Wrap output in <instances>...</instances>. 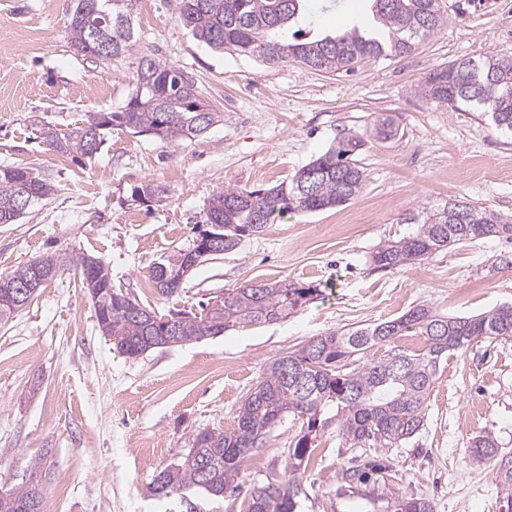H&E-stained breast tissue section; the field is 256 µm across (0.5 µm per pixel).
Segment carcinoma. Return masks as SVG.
Listing matches in <instances>:
<instances>
[{
	"label": "carcinoma",
	"mask_w": 512,
	"mask_h": 512,
	"mask_svg": "<svg viewBox=\"0 0 512 512\" xmlns=\"http://www.w3.org/2000/svg\"><path fill=\"white\" fill-rule=\"evenodd\" d=\"M134 0H73L68 28L73 48L107 60L98 47L112 40V56L135 42L131 23ZM374 24L335 35L302 37L296 28L305 0H177L178 15L192 35L208 47L265 60H292L326 72L351 71L356 64L381 55L401 56L438 32L446 21L439 0H370ZM133 89L115 112H94L85 123L61 130L48 125L40 137L51 150L72 159L98 152L106 131L119 125L134 134L182 142L200 135L198 95L180 69L152 57L141 58ZM421 97L465 107L488 116L495 126L512 133V59L478 57L456 60L430 71L418 89ZM364 142L343 136L336 148L298 170L287 183L269 189L226 188L210 200L207 228L199 234L222 238V252L234 250L284 214L317 212L357 198L365 174L356 156ZM316 176L312 189L302 187L305 172ZM55 194L47 178L9 166L0 167V224L18 221L35 203ZM414 228L384 245L372 260L396 269L428 259L458 244L492 238L512 240V224L492 209L450 199L410 218ZM196 262L193 250L180 251L162 263L167 273L151 271L159 293L171 296L184 278L181 270ZM63 268L78 275L94 302L97 325L119 353L137 357L152 349L217 336L238 322L272 323L296 313L318 294L317 288L294 283H254L224 294L220 306L201 313L184 311L169 322L112 288L108 268L90 256L47 255L0 275V321L23 309L18 291L31 294L45 286L36 279V265ZM425 337L423 353L394 352L352 368L349 359L365 357L409 330ZM478 338L512 339V304L506 303L470 317H448L419 304L394 319L355 329H340L312 337L300 350L274 359L238 407L236 425L227 433L203 430L196 434L182 459L160 470L150 486L158 498L179 496L185 512H196L190 491L215 498H237L243 463L288 413L307 416V433L289 453L292 478L253 490L247 512H297L300 476L307 468L317 429L324 416L335 413L343 437L354 445H396L416 434L424 420V404L448 356ZM497 438L487 433L473 442L479 459L499 456ZM497 478L504 491L502 510L512 512V460L501 459ZM41 488L33 483L0 494V512H40ZM384 512H433L422 497H396Z\"/></svg>",
	"instance_id": "cac0c4a2"
}]
</instances>
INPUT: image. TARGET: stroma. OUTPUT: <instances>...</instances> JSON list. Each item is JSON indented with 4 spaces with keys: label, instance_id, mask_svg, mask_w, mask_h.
<instances>
[{
    "label": "stroma",
    "instance_id": "obj_1",
    "mask_svg": "<svg viewBox=\"0 0 512 512\" xmlns=\"http://www.w3.org/2000/svg\"><path fill=\"white\" fill-rule=\"evenodd\" d=\"M70 2L0 0V165L57 186L19 223L0 224V274L47 254L92 255L113 288L163 317L251 282L320 293L285 321L241 323L132 359L99 332L78 276L60 273L0 323V491L38 482L41 512H182L179 498L151 495L154 475L199 431H232L244 396L283 353L418 304L472 316L512 302V240L460 244L397 269L372 261L407 218L451 198L512 218V135L418 92L453 61L512 58V0H443L447 23L415 51L363 60L347 75L213 52L186 30L176 0H136L134 45L101 61L73 49ZM372 23L369 0H309L301 27L334 34ZM146 55L180 68L219 122L178 143L116 126L78 162L48 149L42 125L70 129L119 110ZM385 118L388 138L375 131ZM345 135L365 142L356 199L286 214L205 258L178 294L154 288L152 268L193 246L214 193L289 181ZM144 185L154 195L138 196ZM306 431V416L286 415L245 460L246 488L287 482L289 451ZM487 432L512 456V341L480 338L442 363L422 427L399 446L359 448L335 422L320 428L299 512H373L380 495L423 497L434 512H500L499 460L468 452ZM373 460L385 483L346 478Z\"/></svg>",
    "mask_w": 512,
    "mask_h": 512
}]
</instances>
